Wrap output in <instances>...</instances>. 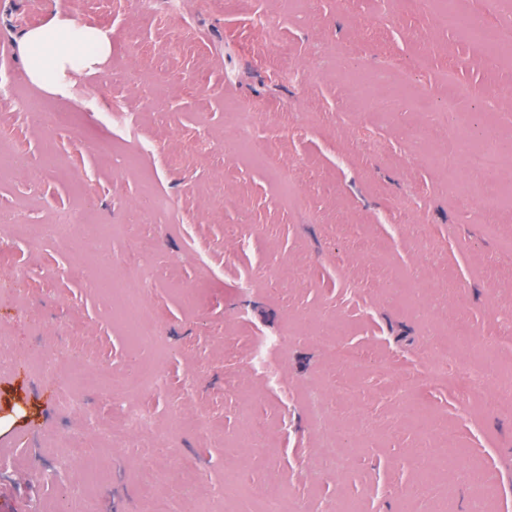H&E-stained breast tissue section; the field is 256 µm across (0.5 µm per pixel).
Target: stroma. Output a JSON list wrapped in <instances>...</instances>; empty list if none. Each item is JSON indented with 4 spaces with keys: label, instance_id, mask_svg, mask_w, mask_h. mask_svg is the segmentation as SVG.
Wrapping results in <instances>:
<instances>
[{
    "label": "stroma",
    "instance_id": "obj_1",
    "mask_svg": "<svg viewBox=\"0 0 512 512\" xmlns=\"http://www.w3.org/2000/svg\"><path fill=\"white\" fill-rule=\"evenodd\" d=\"M57 14L112 53L50 92L18 80L19 39ZM0 44V87L35 106L0 101V140L23 159L0 162V512H57L62 486L68 512H151L156 494L174 512H261L248 483L295 512H469L470 469L512 512V407L485 403L512 385L496 344L512 330V203L457 208L476 179L438 109L452 68L473 90L459 109L512 113V53L488 65L461 27L399 0H0ZM420 55L432 112L372 81ZM244 105L272 162L245 154ZM54 110L71 122L43 125ZM67 220L63 237L22 230ZM137 291L161 314L141 345L123 314ZM463 320L482 396L427 381ZM328 341L371 364L345 370ZM135 406L142 424L111 440ZM328 433L350 462L320 457Z\"/></svg>",
    "mask_w": 512,
    "mask_h": 512
}]
</instances>
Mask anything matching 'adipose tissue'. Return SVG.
<instances>
[{"label": "adipose tissue", "instance_id": "obj_1", "mask_svg": "<svg viewBox=\"0 0 512 512\" xmlns=\"http://www.w3.org/2000/svg\"><path fill=\"white\" fill-rule=\"evenodd\" d=\"M20 54L32 83L49 91L65 68L93 70L112 52L109 36L72 18L52 17L43 26L26 30L20 38Z\"/></svg>", "mask_w": 512, "mask_h": 512}]
</instances>
